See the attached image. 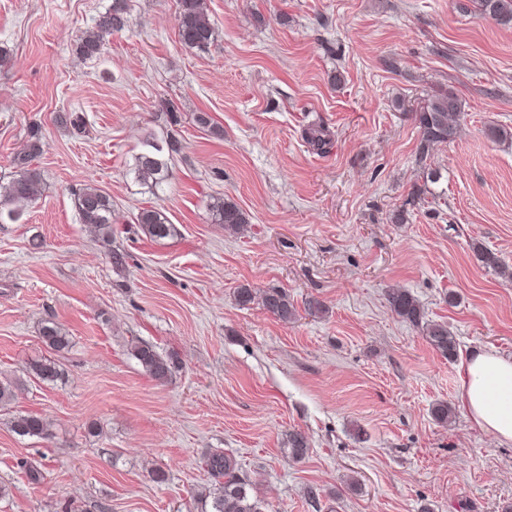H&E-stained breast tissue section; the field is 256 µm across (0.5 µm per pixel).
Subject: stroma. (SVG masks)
I'll use <instances>...</instances> for the list:
<instances>
[{
	"label": "stroma",
	"mask_w": 512,
	"mask_h": 512,
	"mask_svg": "<svg viewBox=\"0 0 512 512\" xmlns=\"http://www.w3.org/2000/svg\"><path fill=\"white\" fill-rule=\"evenodd\" d=\"M469 2L207 0L215 37L200 52L178 39V0H127L129 27L85 60L77 37L112 0H0V180L32 137L43 146L41 196L0 222V379L41 356L64 373L27 381L0 412V512H201L214 451L267 512L512 506V446L458 408L460 356L512 354V280L473 252L512 270V141L486 134L512 127V27ZM448 88L462 131L419 161L414 112ZM74 112L87 132L66 123ZM148 133L180 143L155 196L126 174ZM86 182L112 198L123 272L80 222L72 191ZM216 196L249 214L244 234L212 222ZM149 205L176 236L139 231ZM243 285L285 289L296 320L239 307ZM395 286L447 324L457 359L390 310ZM46 319L67 352L41 342ZM134 339L177 353L170 381L129 355ZM440 402L451 424L434 419ZM25 413L50 437L13 433ZM293 431L309 441L299 461Z\"/></svg>",
	"instance_id": "35a3bbf8"
}]
</instances>
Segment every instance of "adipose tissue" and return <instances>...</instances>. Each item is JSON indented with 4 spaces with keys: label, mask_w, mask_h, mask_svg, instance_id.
<instances>
[{
    "label": "adipose tissue",
    "mask_w": 512,
    "mask_h": 512,
    "mask_svg": "<svg viewBox=\"0 0 512 512\" xmlns=\"http://www.w3.org/2000/svg\"><path fill=\"white\" fill-rule=\"evenodd\" d=\"M459 399L469 418L502 444H512V355L473 349L462 364Z\"/></svg>",
    "instance_id": "ef3b65f1"
}]
</instances>
